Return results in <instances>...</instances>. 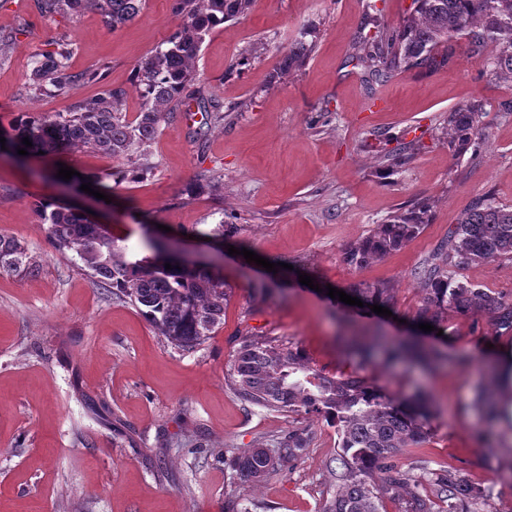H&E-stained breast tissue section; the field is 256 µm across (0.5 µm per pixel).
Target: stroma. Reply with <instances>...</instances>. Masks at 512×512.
Listing matches in <instances>:
<instances>
[{
	"label": "stroma",
	"mask_w": 512,
	"mask_h": 512,
	"mask_svg": "<svg viewBox=\"0 0 512 512\" xmlns=\"http://www.w3.org/2000/svg\"><path fill=\"white\" fill-rule=\"evenodd\" d=\"M367 0H253L247 15L217 26L196 61L207 92L229 111L223 121L178 112L160 125L143 158L150 170L123 181L112 205L62 191L41 179L42 158L26 166L0 158V235L26 244L39 269L0 272V512H320L334 489L335 427L319 416L270 412L239 397L224 373L242 342L267 336L304 350L330 376L355 369L345 336L404 338L413 332L420 285L412 271L448 240L460 213L490 195L512 203V83L493 76L488 52L454 41L448 65L414 69L369 85L346 57L368 23ZM173 0H146L119 29L97 11L42 15L37 0H0V118L52 115L95 97L96 82L69 96L25 95L36 53L66 39L74 73L102 69L125 89L126 112L139 109L134 69L179 27ZM309 28L304 66L279 73L283 54ZM249 65L231 69L241 52ZM475 104L488 138L455 154L448 113ZM404 146L405 160L387 154ZM91 211L112 236L141 247L140 222L168 226L185 251L224 227L237 255L220 261L228 288L224 323L192 352L168 346L135 307L112 298L82 264L52 245L35 207L40 200ZM425 201L431 221L401 250L362 268L344 249L392 213ZM249 249L277 263L246 262ZM314 278L302 285L299 273ZM458 281L512 302V261L470 265ZM273 290L258 296L260 283ZM385 282L395 288L391 316L331 299L326 286ZM448 362L435 373L395 366L366 377L393 393L425 389L435 412L430 435L395 459L404 470L451 466L487 487L480 512H512V431L477 439L476 398L495 372L493 345L512 333L487 318L449 314ZM295 426L309 429L306 455L258 490L229 465L234 452L276 447Z\"/></svg>",
	"instance_id": "obj_1"
}]
</instances>
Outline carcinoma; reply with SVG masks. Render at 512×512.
<instances>
[{
  "label": "carcinoma",
  "mask_w": 512,
  "mask_h": 512,
  "mask_svg": "<svg viewBox=\"0 0 512 512\" xmlns=\"http://www.w3.org/2000/svg\"><path fill=\"white\" fill-rule=\"evenodd\" d=\"M251 0H174L182 23L177 31L143 58L134 70L141 105L134 117L123 111L126 91L104 82L100 72L72 73L68 58L71 44L61 40L50 53L35 55L25 91L36 95L72 94L89 79L100 84L96 98L78 100L66 112L45 117L20 112L8 123L0 121L5 138L3 155L19 164L26 157L23 138L32 146L28 154L44 152L53 160L74 148L88 147L112 158L141 153L158 134L161 121L194 105L214 119L223 116L224 102L204 94L195 61L201 45L215 27L247 14ZM145 0H38L42 14L78 15L96 9L112 28L138 17ZM465 36L475 48L492 46L491 66L497 77L512 79V0H412L410 12L396 27H376L374 33L357 35L351 61L368 71L369 83L383 84L398 71L446 65L450 40ZM313 45L298 39L280 61V71L304 65ZM450 143L462 153L485 140L475 108L461 104L448 114ZM144 173L140 168L109 172H84L71 181L92 184L121 183ZM49 238L56 250L76 255L94 277L112 289L116 298L131 303L164 338L181 351H192L212 337L224 323L227 288L216 265H193L169 255L172 239L166 232L143 231L146 253L118 243L111 233L81 212L44 200L39 205ZM430 206L420 204L398 211L377 225L374 232L351 244L342 260L362 267L403 248L429 224ZM449 250L434 255L414 270L421 281L422 298L414 324L429 323L439 329L448 313L480 315L512 331V303L483 288L459 282L455 270L476 263L512 261V205L487 196L461 213L449 231ZM171 269H165V264ZM0 270L32 274L37 261L28 247L0 235ZM346 292L364 304L391 307L393 288L385 283L354 284ZM343 349L359 356V367L338 377L311 366L298 346L280 344L265 336L243 341L228 364L225 381L245 401L268 411L321 414L338 428L340 451L335 461L336 489L322 512H381L383 501L401 498L402 512H436L437 503L477 504L486 490L456 469L424 470L417 477L401 470L394 459L405 448L417 447L428 437L432 405L419 395H395L362 374L370 362L431 369L448 361V351L426 346L417 336L401 340L378 335L365 344L344 341ZM477 402L489 420L496 418L494 392L483 387ZM307 449L302 429L288 432L278 447L244 449L232 458L239 479L254 488L283 471Z\"/></svg>",
  "instance_id": "cac0c4a2"
}]
</instances>
